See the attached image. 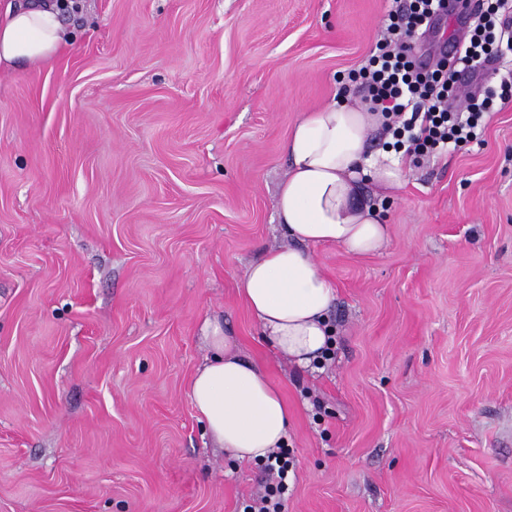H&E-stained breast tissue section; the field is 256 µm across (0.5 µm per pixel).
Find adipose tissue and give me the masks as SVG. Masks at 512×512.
I'll list each match as a JSON object with an SVG mask.
<instances>
[{
	"label": "adipose tissue",
	"instance_id": "obj_1",
	"mask_svg": "<svg viewBox=\"0 0 512 512\" xmlns=\"http://www.w3.org/2000/svg\"><path fill=\"white\" fill-rule=\"evenodd\" d=\"M57 0H8L0 9V68L48 61L71 36ZM380 113L336 101L305 111L283 144L288 172L278 186L275 209L287 238L251 261L239 294L277 353L312 366L332 345L327 314L335 299L332 282L307 253L332 244L355 255L380 252L389 242L364 189L400 185V162L372 152L369 139ZM202 331L211 350L190 384L194 408L215 445L241 462L265 460L288 441V406L266 371L235 350L218 319Z\"/></svg>",
	"mask_w": 512,
	"mask_h": 512
}]
</instances>
